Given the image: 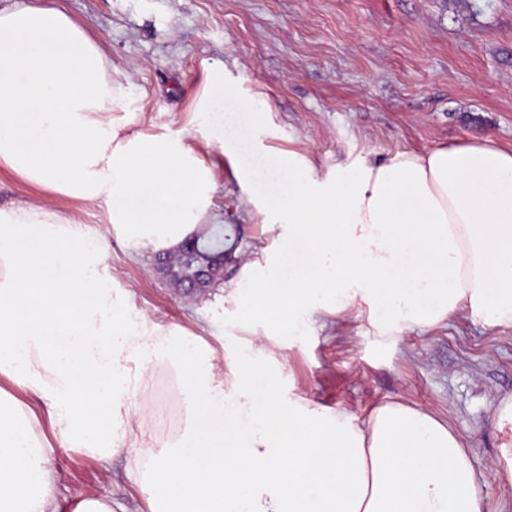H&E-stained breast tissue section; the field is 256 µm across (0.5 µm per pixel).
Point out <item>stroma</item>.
<instances>
[{
    "instance_id": "obj_1",
    "label": "stroma",
    "mask_w": 512,
    "mask_h": 512,
    "mask_svg": "<svg viewBox=\"0 0 512 512\" xmlns=\"http://www.w3.org/2000/svg\"><path fill=\"white\" fill-rule=\"evenodd\" d=\"M62 3L104 41L113 67L144 92L156 126L189 127L207 68L228 86L216 117L224 141L260 187L271 145L309 156L321 170L389 151H424L486 138L512 149V0H38ZM256 101L263 119L246 118ZM214 202L233 279L263 236L232 173ZM112 273L130 303L202 354L223 356L232 325L219 286L177 287L157 255L112 244ZM281 384L311 405L366 416L400 399L446 420L466 441L476 472L500 455L495 409L512 395V329L465 315L447 325L380 335L368 315L283 338ZM60 512L79 498L109 499L113 512H150L147 494L107 463L54 440L46 448Z\"/></svg>"
}]
</instances>
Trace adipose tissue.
Segmentation results:
<instances>
[{"label": "adipose tissue", "instance_id": "1", "mask_svg": "<svg viewBox=\"0 0 512 512\" xmlns=\"http://www.w3.org/2000/svg\"><path fill=\"white\" fill-rule=\"evenodd\" d=\"M130 76L60 6L0 9V170L102 211L87 228L37 198L0 207V512H59L31 400L67 448L125 457L152 512H484L463 439L401 402L366 418L284 398L267 340L326 329L368 306L389 330L464 313L512 328V149L493 139L397 150L320 173L268 151L274 197L235 176L267 237L224 289L247 340L224 348V382L194 339L129 307L111 236L174 252L223 214L222 138L144 133ZM182 370L189 427L170 451L133 422L149 407L150 356Z\"/></svg>", "mask_w": 512, "mask_h": 512}]
</instances>
